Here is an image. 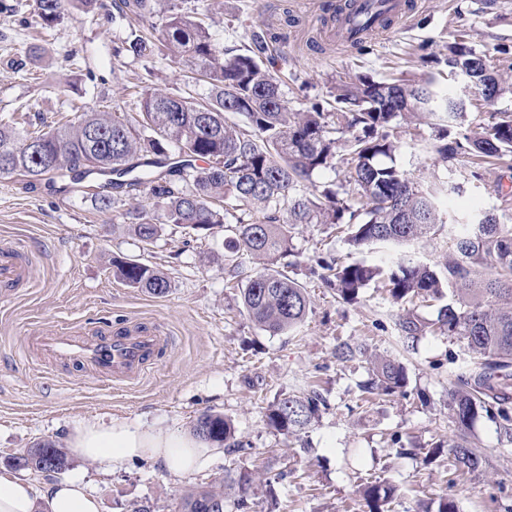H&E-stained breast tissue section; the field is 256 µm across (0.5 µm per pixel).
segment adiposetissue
<instances>
[{"label": "adipose tissue", "instance_id": "ef3b65f1", "mask_svg": "<svg viewBox=\"0 0 512 512\" xmlns=\"http://www.w3.org/2000/svg\"><path fill=\"white\" fill-rule=\"evenodd\" d=\"M68 446L104 472L147 458L162 462L174 476L188 477L205 469L214 456L213 449L193 434H163L118 419L108 425L77 426ZM40 505L46 512H101L100 500L87 494L77 481L65 480L40 493L31 481L0 474V512H35Z\"/></svg>", "mask_w": 512, "mask_h": 512}]
</instances>
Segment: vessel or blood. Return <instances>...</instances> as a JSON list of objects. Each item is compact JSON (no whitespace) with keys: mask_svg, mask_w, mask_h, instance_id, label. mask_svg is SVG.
Returning a JSON list of instances; mask_svg holds the SVG:
<instances>
[{"mask_svg":"<svg viewBox=\"0 0 512 512\" xmlns=\"http://www.w3.org/2000/svg\"><path fill=\"white\" fill-rule=\"evenodd\" d=\"M358 9L389 18L392 24L406 21L407 0H356ZM358 24L353 14L339 15L328 31L329 38L344 43ZM36 280L35 269L24 243L0 244V301L15 299L23 287ZM168 337L160 324L131 320L115 323L96 320L94 327L58 326L48 333L28 332L23 343L28 361L39 366H73L78 375H91L126 386L140 382L165 355Z\"/></svg>","mask_w":512,"mask_h":512,"instance_id":"obj_1","label":"vessel or blood"}]
</instances>
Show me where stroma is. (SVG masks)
<instances>
[{
    "instance_id": "1",
    "label": "stroma",
    "mask_w": 512,
    "mask_h": 512,
    "mask_svg": "<svg viewBox=\"0 0 512 512\" xmlns=\"http://www.w3.org/2000/svg\"><path fill=\"white\" fill-rule=\"evenodd\" d=\"M320 0H195L207 14L215 45L229 54L245 51L252 34L267 46L263 60L282 77L294 108L306 110L329 99L346 74L378 79L418 77L436 70L448 41L466 33L476 51L491 60L512 53V0H413L404 23L364 48L328 40L319 17ZM113 0L84 12L69 0L63 18L45 25L34 0H0V120L22 119L29 129L59 127L84 111L135 115L141 93L155 84L189 99L208 87L184 76L178 63L160 54L136 60L121 46L127 21L113 19ZM45 53L34 65L18 67L31 45ZM397 166L411 174L430 166L439 142L435 126L402 127ZM500 170L465 183L454 203L463 219L473 210L499 207ZM152 209L146 192L98 208L83 186L65 193L0 179V240L19 239L40 258L39 274L23 297L0 305V472L3 459L34 442L64 444L79 424L118 418L161 433L190 432L205 412L230 419L244 451L218 452L208 468L188 479L172 477L161 462L134 460L100 473L93 463L74 460L64 472L101 501V512H127L149 503L154 512H174L189 491L224 476L226 469L287 472L276 488L279 512H365L362 484L380 478L393 484V512H418L421 503L455 496L460 512H504L512 500V435L487 417L458 429L448 411V391L457 363L467 359L457 336L426 332L406 345L398 317L403 309L373 285L346 303L324 286L314 268L321 257L373 261L386 254L439 266L448 254V227L412 245L371 246L355 252L327 224H302L292 233V250L277 269L301 283L310 297L304 322L272 335L246 315L240 290L261 263L228 248L223 229L195 234L168 225L147 245L127 233L122 213L130 204ZM128 258L163 271L171 281L165 295L131 288L112 275V258ZM239 263L238 277L228 267ZM139 317L163 324L172 343L142 382L123 388L88 376L74 381L63 371L29 365L21 356L23 334L53 330L69 322ZM365 345L398 358L408 375L407 396L360 399L367 380L365 360L336 361L338 344ZM315 388L327 398L300 436L269 430L264 411L273 401ZM465 439L482 460L478 472L454 477L447 456L425 463L412 447L440 439Z\"/></svg>"
}]
</instances>
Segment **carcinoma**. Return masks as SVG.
<instances>
[{
	"mask_svg": "<svg viewBox=\"0 0 512 512\" xmlns=\"http://www.w3.org/2000/svg\"><path fill=\"white\" fill-rule=\"evenodd\" d=\"M120 18L142 22L162 14V26L149 25L130 32L124 50L136 59L157 52L181 64L209 87L206 101L191 102L148 86L142 93L138 119L129 122L108 112H84L75 123L30 132L15 123L0 122V179L20 175L34 186L54 178L77 183L91 175L107 177L102 190L91 197L106 209L115 194L146 189L155 210L139 206L122 213L126 230L150 244L165 226L175 224L198 233L223 227L232 233L229 243L262 261L263 270L242 289L241 303L260 329L285 334L306 318L309 298L305 288L274 269L278 258L291 250V229L297 224H347L349 244H414L446 223L443 202L461 192L454 180L423 184L395 165L399 143L395 125H421L444 115L448 123L464 116L465 101L436 86V77L378 81L367 74L346 75L330 92L331 111L315 103L308 110L290 106L281 78L271 73L261 55L260 36L253 47L231 57L213 44L202 18L187 0H120ZM38 16L51 25L61 18V0H36ZM445 64L459 72L488 102L512 93V62L489 71L485 56L454 40L448 44ZM434 146L435 162L459 155L470 158L464 180H479L482 170L497 166L512 170V113L494 112L490 120L469 134L451 136L441 129ZM38 143L33 150L30 141ZM345 145V182L331 181L322 189L305 191L318 171L334 167L339 145ZM205 166H199V163ZM352 189H346V186ZM318 265L324 283L345 302L358 299L371 284L381 283L392 301L415 298L440 300L444 289L452 298L427 322L408 311L399 327L406 340H415L427 328L437 327L465 340L471 362L460 366L448 391V409L459 428L481 415L512 433V224L499 221L489 210L476 214L459 230L448 234V261L441 267L382 258L375 262L322 259ZM115 278L132 288L163 295L170 281L155 267L135 260L112 259ZM367 355L364 346L340 344L336 360L346 362ZM372 378L365 393L406 394L404 366L390 358L371 357ZM327 408L326 398L312 390L288 395L265 408L266 426L279 434L297 435ZM195 432L210 443L233 452L243 447L231 420L202 414ZM466 473L479 470V455L464 440L434 444L424 461L442 453ZM14 470L58 474L70 459L64 448L41 440L19 455L4 459ZM266 490L270 508L277 498L270 477L259 471L227 470L224 478L202 486L181 499L178 512H221L246 508V495ZM396 488L387 481H369L362 488L367 512H386Z\"/></svg>",
	"mask_w": 512,
	"mask_h": 512,
	"instance_id": "1",
	"label": "carcinoma"
}]
</instances>
